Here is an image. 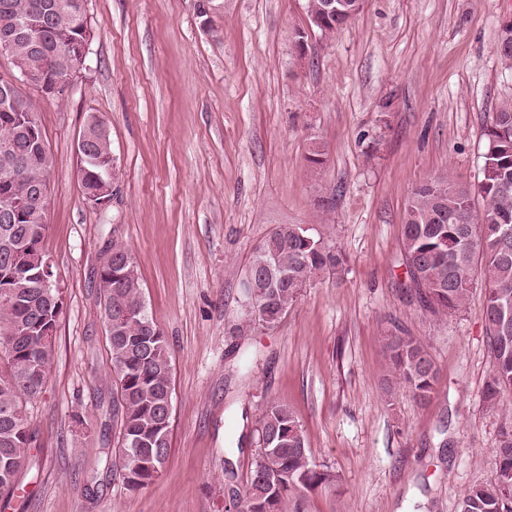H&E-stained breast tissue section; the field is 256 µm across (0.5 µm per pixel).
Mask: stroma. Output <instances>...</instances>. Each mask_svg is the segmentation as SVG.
Returning a JSON list of instances; mask_svg holds the SVG:
<instances>
[{
	"label": "stroma",
	"instance_id": "35a3bbf8",
	"mask_svg": "<svg viewBox=\"0 0 512 512\" xmlns=\"http://www.w3.org/2000/svg\"><path fill=\"white\" fill-rule=\"evenodd\" d=\"M88 15L87 67L69 90H23L52 155L44 246L63 312L45 389L25 407L29 465L0 512H225L270 400L292 408L338 477L309 493V512H457L466 488L495 477L484 295L434 320L401 231L418 182L477 180L482 130L512 99L497 54L512 0H364L328 39L309 31L306 0H227L207 20L197 0H88ZM93 114L119 172L103 210L78 174ZM282 224L310 228L346 263L308 283L277 327L237 333L253 252ZM116 240L173 365L168 460L136 491L102 454L114 408L98 272ZM398 329L426 340L438 370L427 401L402 385L382 393L380 338Z\"/></svg>",
	"mask_w": 512,
	"mask_h": 512
}]
</instances>
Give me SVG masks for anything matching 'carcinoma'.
<instances>
[{
  "label": "carcinoma",
  "mask_w": 512,
  "mask_h": 512,
  "mask_svg": "<svg viewBox=\"0 0 512 512\" xmlns=\"http://www.w3.org/2000/svg\"><path fill=\"white\" fill-rule=\"evenodd\" d=\"M83 0H0V39L24 22L26 34L12 42V54L59 71L67 52L81 38ZM307 0V16L328 39L360 11L359 0ZM497 52L512 69V24ZM51 38L58 55L49 62L32 50V40ZM38 116L22 95L15 105L0 107V140L14 137L10 169L0 147V210L29 183L44 176L41 158L16 133L20 118ZM86 149L80 161V182L89 198L102 181L118 177L109 171L112 141L106 123L96 115L86 122ZM484 152L476 186L458 184L446 175L417 183L405 211L402 248L410 281L418 287L422 306L436 317L462 311L473 286L486 284L485 322L493 369L485 382L483 403L500 411L495 478L467 489L459 512H512V101L502 103L483 130ZM484 206L478 213L475 197ZM47 211H30L15 224L0 223V493L15 489L35 432L22 403L43 393L52 366L53 346L41 344L42 332L58 326L63 302L37 286L33 275L47 253L43 241ZM344 259L324 237L299 224L276 228L253 254L245 286L250 313L261 325L279 324L301 290L314 278L338 271ZM103 281L104 319L112 361V402L121 407L116 441L109 456L124 485L139 490L161 473L168 457L173 405L171 355L163 332L148 315L131 252L114 241L99 270ZM125 311L112 323V308ZM388 377L384 393L402 383L416 398L431 397L437 369L422 340L406 330L381 338ZM259 449L243 496L225 512H306L307 494L331 489L337 475L312 461L304 433L288 404L270 400L262 408Z\"/></svg>",
  "instance_id": "carcinoma-1"
}]
</instances>
